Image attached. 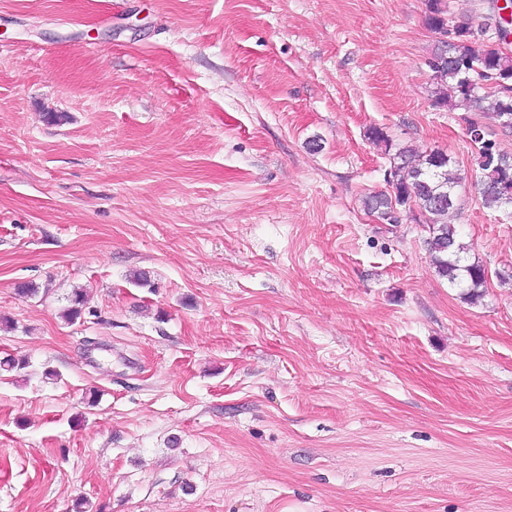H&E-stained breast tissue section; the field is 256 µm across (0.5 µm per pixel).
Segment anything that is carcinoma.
Instances as JSON below:
<instances>
[{"instance_id":"carcinoma-1","label":"carcinoma","mask_w":512,"mask_h":512,"mask_svg":"<svg viewBox=\"0 0 512 512\" xmlns=\"http://www.w3.org/2000/svg\"><path fill=\"white\" fill-rule=\"evenodd\" d=\"M469 22L471 19L467 18L449 25L444 0H429L427 26L441 34L450 27L457 30L452 42L433 53L440 63L434 106L487 113L501 127L512 130V55L500 48L507 34L503 27L483 21L480 32L474 35L468 30ZM491 29L493 40L487 37ZM488 84L493 85L494 91H484ZM468 133L471 141L479 145L477 163L481 176L477 187L482 204L504 210L512 207V155L485 140L481 125L470 124ZM462 181L456 161L448 153L437 149L419 154L410 147H400L390 157L387 183L391 191L367 196L364 205L380 222L397 224L400 217L394 215V202L407 199L412 219L427 227L425 245L436 271L451 285L465 289L466 298L473 301L483 294L486 270L469 261L466 247L457 239L455 225L448 222L458 213V187ZM67 300L64 315L74 322L84 313L85 296L83 291L75 290Z\"/></svg>"}]
</instances>
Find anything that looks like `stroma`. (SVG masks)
I'll use <instances>...</instances> for the list:
<instances>
[{"label":"stroma","instance_id":"35a3bbf8","mask_svg":"<svg viewBox=\"0 0 512 512\" xmlns=\"http://www.w3.org/2000/svg\"><path fill=\"white\" fill-rule=\"evenodd\" d=\"M427 13L0 0V512H512V131L434 106ZM389 144L455 158L481 298L365 210ZM468 133L471 141L480 145L477 163L482 173L477 187L482 204L507 210L512 207V155L500 152L494 143L485 140L478 123H471Z\"/></svg>","mask_w":512,"mask_h":512}]
</instances>
